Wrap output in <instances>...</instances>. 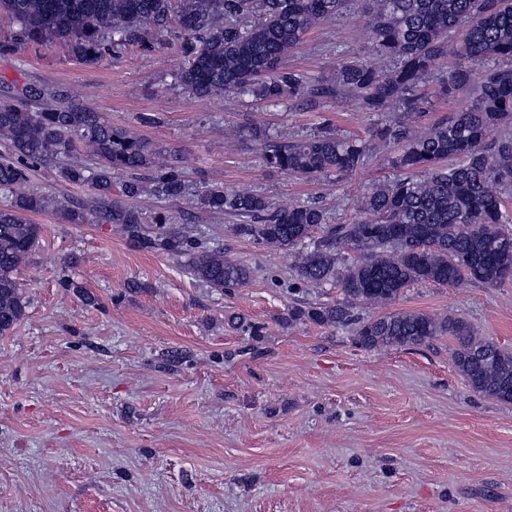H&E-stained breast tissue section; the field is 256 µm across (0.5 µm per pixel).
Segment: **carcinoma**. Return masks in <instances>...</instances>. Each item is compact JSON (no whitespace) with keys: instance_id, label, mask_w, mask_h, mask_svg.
<instances>
[{"instance_id":"1","label":"carcinoma","mask_w":512,"mask_h":512,"mask_svg":"<svg viewBox=\"0 0 512 512\" xmlns=\"http://www.w3.org/2000/svg\"><path fill=\"white\" fill-rule=\"evenodd\" d=\"M374 65L341 60L313 87L280 63L312 26L332 20L348 0H0L16 30L0 41V54L28 43L63 44L87 65L128 47L150 50L177 24L188 64L177 75L198 98L252 96L276 106L321 91L352 98L365 112L386 113L398 103L409 118L429 101L420 90L437 68L447 70L440 95L465 103L421 134L384 120L368 139L329 129L277 142L263 137L264 160L285 173L314 179L346 176L369 155L367 140L402 142L390 159L398 174L361 197L349 224L328 223V209L301 204L273 210L249 190H211L201 204L257 220L237 231L288 252L296 278L338 288L339 297L295 307L291 320L320 326H354L364 349L403 348L442 337L455 342L452 361L475 392L512 403V350L478 335L448 315L393 312L360 318L362 307H385L414 284L496 288L512 280V0H368ZM482 64L480 76L473 65ZM156 150L112 127L69 94L53 99L35 88L0 101V190L12 194L0 208V335L26 316L28 298L18 274L41 238L27 215L48 208L66 224H117L150 250L190 255L192 275L216 291L245 285L249 267L224 257L172 227L166 213L144 227L139 212L112 198V178L123 176L128 198L149 192L177 200L182 171L154 167ZM54 168L66 184L94 188L83 203L25 191L39 168ZM148 171L150 175L142 176Z\"/></svg>"}]
</instances>
